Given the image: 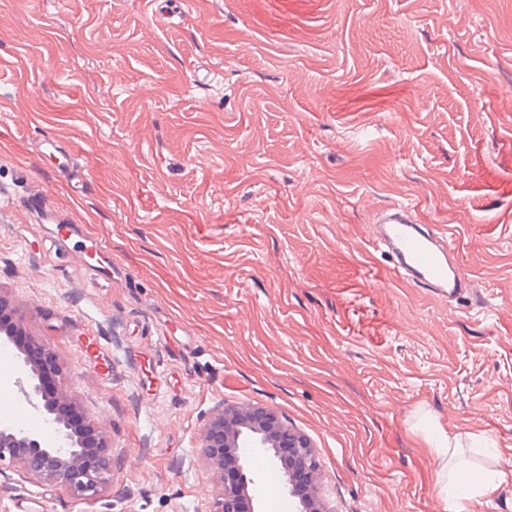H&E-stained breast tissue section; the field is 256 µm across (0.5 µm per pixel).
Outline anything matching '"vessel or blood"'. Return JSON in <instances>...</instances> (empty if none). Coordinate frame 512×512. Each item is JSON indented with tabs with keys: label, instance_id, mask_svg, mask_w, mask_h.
I'll list each match as a JSON object with an SVG mask.
<instances>
[{
	"label": "vessel or blood",
	"instance_id": "vessel-or-blood-1",
	"mask_svg": "<svg viewBox=\"0 0 512 512\" xmlns=\"http://www.w3.org/2000/svg\"><path fill=\"white\" fill-rule=\"evenodd\" d=\"M372 243L388 256L394 275L416 287L452 302L473 287L446 235L417 223L410 206L398 203L380 210L372 226Z\"/></svg>",
	"mask_w": 512,
	"mask_h": 512
}]
</instances>
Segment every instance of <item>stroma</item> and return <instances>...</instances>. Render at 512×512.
<instances>
[{"mask_svg":"<svg viewBox=\"0 0 512 512\" xmlns=\"http://www.w3.org/2000/svg\"><path fill=\"white\" fill-rule=\"evenodd\" d=\"M393 203L472 296L390 277ZM46 205L83 227L63 250ZM0 297L114 460L86 501L2 464L0 512H212L221 401L308 436L334 512H454L426 409L508 472L464 512H512V0H0ZM17 377L2 424L38 416Z\"/></svg>","mask_w":512,"mask_h":512,"instance_id":"1","label":"stroma"}]
</instances>
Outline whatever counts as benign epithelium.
Segmentation results:
<instances>
[{
    "instance_id": "7a95c632",
    "label": "benign epithelium",
    "mask_w": 512,
    "mask_h": 512,
    "mask_svg": "<svg viewBox=\"0 0 512 512\" xmlns=\"http://www.w3.org/2000/svg\"><path fill=\"white\" fill-rule=\"evenodd\" d=\"M0 342L16 348L21 393L52 431L49 439L34 426H0V464L17 462L28 475L54 480L77 499L96 496L112 478L110 445L99 434L92 446L76 428L74 416L79 410L63 378H58L54 393H45L41 372L28 354L37 343L1 298ZM200 456L219 477L217 512H234L235 499L255 485L256 458L279 468L283 487L292 497L295 476L304 477L308 492L298 498L296 512H331L317 496L321 470L311 440L271 407L243 402L216 405L201 429ZM228 468L238 475L232 484L224 481Z\"/></svg>"
}]
</instances>
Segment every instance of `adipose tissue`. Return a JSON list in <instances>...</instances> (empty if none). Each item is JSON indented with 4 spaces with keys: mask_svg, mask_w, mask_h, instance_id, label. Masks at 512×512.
Here are the masks:
<instances>
[{
    "mask_svg": "<svg viewBox=\"0 0 512 512\" xmlns=\"http://www.w3.org/2000/svg\"><path fill=\"white\" fill-rule=\"evenodd\" d=\"M420 432L440 462L439 485L444 489L459 488L460 500L469 501L489 496L505 480L507 473L504 470L476 472L460 461L459 451L464 441L463 434L445 432L426 425L421 426Z\"/></svg>",
    "mask_w": 512,
    "mask_h": 512,
    "instance_id": "obj_1",
    "label": "adipose tissue"
}]
</instances>
